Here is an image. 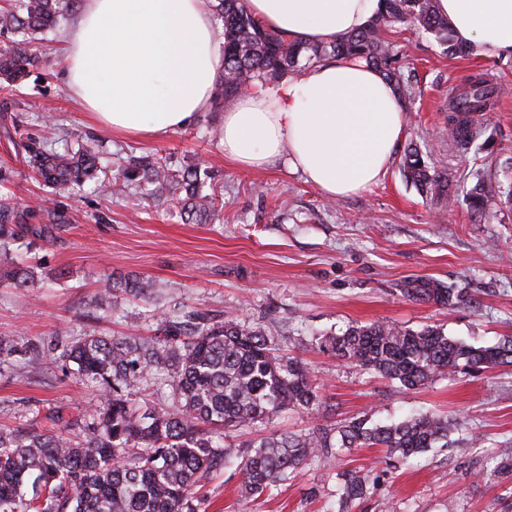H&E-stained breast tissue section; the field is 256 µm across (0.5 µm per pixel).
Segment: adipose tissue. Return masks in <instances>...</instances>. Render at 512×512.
Returning a JSON list of instances; mask_svg holds the SVG:
<instances>
[{
    "instance_id": "obj_1",
    "label": "adipose tissue",
    "mask_w": 512,
    "mask_h": 512,
    "mask_svg": "<svg viewBox=\"0 0 512 512\" xmlns=\"http://www.w3.org/2000/svg\"><path fill=\"white\" fill-rule=\"evenodd\" d=\"M289 41L329 44L364 28L380 0H246ZM456 38L512 55V0H437ZM221 39L209 0H84L67 41V90L113 130L155 137L208 109ZM404 102L359 60L327 61L224 111V156L254 170L275 162L336 199L377 184L404 137Z\"/></svg>"
}]
</instances>
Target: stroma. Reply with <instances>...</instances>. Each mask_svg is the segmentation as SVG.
<instances>
[{
	"label": "stroma",
	"instance_id": "stroma-1",
	"mask_svg": "<svg viewBox=\"0 0 512 512\" xmlns=\"http://www.w3.org/2000/svg\"><path fill=\"white\" fill-rule=\"evenodd\" d=\"M70 21L40 41L41 63L0 107L20 134L42 130L55 115L58 144L92 146L116 169L131 155L161 153L175 163L199 157L224 184V221L191 224L172 202L147 199L137 189L98 194L93 184L49 192L0 130V170L13 174L11 194L26 215L16 225L14 253L31 261L38 282L0 288V339L19 342L51 335L59 326L82 337H153V304L118 294L112 310L96 307L101 281L139 276L165 296L191 307L236 315L274 336L285 352L307 364L321 387L324 410L285 411L250 431L229 432L236 443L270 431L304 434L368 414L391 422L418 412L459 420L451 447L433 449L412 464L388 468L380 448H340L335 475L318 462L255 500L238 499V470L211 476L208 512H337L339 472L356 469L370 481L352 512H512V476L496 471L512 461V365L439 375L405 390L391 380L320 349L317 339L353 325L384 322L445 334L476 346L512 336V55L481 51L449 57L426 34L406 26L390 34L411 77L406 129L393 161L376 185L333 200L301 174L276 163L246 171L224 156L209 126L223 110L206 111L188 127L153 138L112 133L68 93L62 54ZM489 75L499 94L484 114L490 135L480 152L441 141L448 125V91L476 75ZM436 168L456 170L462 181L454 205L425 198L407 182L401 163L409 146ZM484 168L492 202L480 214L464 196L469 173ZM52 225L48 237L30 227ZM67 270L66 285L54 275ZM455 288L451 304L414 295L423 282ZM96 392L61 370L37 371L0 359V425L34 429L48 412L90 407ZM480 444H471L470 435Z\"/></svg>",
	"mask_w": 512,
	"mask_h": 512
}]
</instances>
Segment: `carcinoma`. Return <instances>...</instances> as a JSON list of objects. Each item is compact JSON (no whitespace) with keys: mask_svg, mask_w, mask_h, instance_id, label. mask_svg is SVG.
<instances>
[{"mask_svg":"<svg viewBox=\"0 0 512 512\" xmlns=\"http://www.w3.org/2000/svg\"><path fill=\"white\" fill-rule=\"evenodd\" d=\"M81 0H8L0 6V91L25 80L40 64L36 42L69 16ZM366 27L332 44L290 42L266 28L246 0H212L224 28V51L214 104L249 88H265L329 60L356 59L376 68L401 98L409 90L398 52L387 31L403 25L433 37L443 52L465 55L439 13L436 0H382ZM498 94L481 77L457 89L449 107L448 145L463 147L484 132L483 112ZM40 135L21 143L25 162L46 186L65 189L88 181L106 193L133 186L153 198L172 199L188 220H223L224 203L207 191L212 173L201 159L180 166L159 154L132 156L110 175L95 151L53 147ZM407 181L439 198H454L448 172L429 165L419 148L403 161ZM471 210L481 213L489 195L481 176L466 193ZM16 215L10 198H0V245L9 254ZM35 286L29 267L12 264L0 272V285ZM147 297L155 284L141 277L106 280L96 305L114 306V292ZM448 304L455 291L442 284L415 288ZM156 337L98 336L73 340L60 328L54 335L21 345L4 344L0 355H18L33 369L55 367L95 381L96 404L68 417L51 413L38 431L0 429V512H207L202 492L210 474L237 463L239 496L257 499L275 483L288 480L303 465L317 461L327 471L332 449H386L387 466L397 467L430 451L448 447V419L414 414L390 424L364 415L333 432L317 428L303 435L269 433L236 448L224 445V430H243L269 422L279 413L319 410V386L307 365L281 351L264 330L237 317L220 318L187 305L157 309ZM320 348L355 362L405 389H415L439 374L450 375L512 364V338L492 347H475L426 326L412 330L374 323L325 335ZM164 376L169 401L139 397L148 382ZM338 512H350L367 494L368 479L354 470L337 474ZM31 482V495L23 491Z\"/></svg>","mask_w":512,"mask_h":512,"instance_id":"1","label":"carcinoma"}]
</instances>
